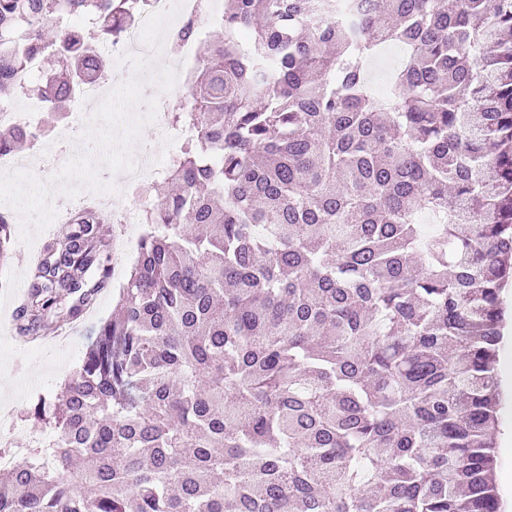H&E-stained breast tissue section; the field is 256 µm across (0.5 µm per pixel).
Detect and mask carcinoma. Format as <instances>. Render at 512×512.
Returning a JSON list of instances; mask_svg holds the SVG:
<instances>
[{
  "label": "carcinoma",
  "instance_id": "1",
  "mask_svg": "<svg viewBox=\"0 0 512 512\" xmlns=\"http://www.w3.org/2000/svg\"><path fill=\"white\" fill-rule=\"evenodd\" d=\"M144 0H0V98L57 63L43 132L110 73L81 33ZM224 0L182 140L81 365L28 409L48 443L0 512H499L512 278V0ZM244 31L243 43L236 33ZM406 48L385 103L366 65ZM35 138L0 130V152ZM105 213L35 267L20 332L111 284Z\"/></svg>",
  "mask_w": 512,
  "mask_h": 512
}]
</instances>
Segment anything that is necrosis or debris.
I'll list each match as a JSON object with an SVG mask.
<instances>
[{
	"instance_id": "necrosis-or-debris-1",
	"label": "necrosis or debris",
	"mask_w": 512,
	"mask_h": 512,
	"mask_svg": "<svg viewBox=\"0 0 512 512\" xmlns=\"http://www.w3.org/2000/svg\"><path fill=\"white\" fill-rule=\"evenodd\" d=\"M224 12V0H146L143 9L131 18L119 35L113 39L109 50L115 66L102 82L86 85L78 96L69 119L58 125L50 134L41 135L44 101L26 98L24 104L0 102V124L19 126L38 135L40 151L36 156L0 154V171L21 169L35 175L43 173L62 157L65 142L75 139L84 124V113L118 83L128 79L132 70L123 63L124 54L132 53L155 60L165 58V46L170 30L180 22L193 21L200 29L219 25ZM154 136L149 143L140 145L134 153L135 168L122 173L121 189L149 182L160 176L176 155V145L184 135L182 129L169 123L166 113H158L153 123Z\"/></svg>"
}]
</instances>
